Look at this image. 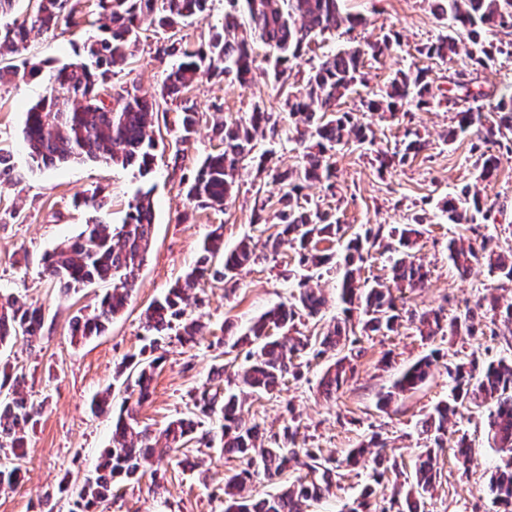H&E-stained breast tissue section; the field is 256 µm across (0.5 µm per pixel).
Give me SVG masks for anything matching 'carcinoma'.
<instances>
[{"instance_id":"1","label":"carcinoma","mask_w":512,"mask_h":512,"mask_svg":"<svg viewBox=\"0 0 512 512\" xmlns=\"http://www.w3.org/2000/svg\"><path fill=\"white\" fill-rule=\"evenodd\" d=\"M224 23L213 26L206 46L192 48L170 44L158 48L178 61L171 67L161 97L180 100L182 110L181 140L187 141L195 132L199 112L190 93L200 72L231 75L240 84L250 81L258 61L269 64L277 90L288 82L294 63L312 51V44L327 33L341 28L350 32L363 25L364 19L345 14L340 0H226ZM439 18H451L454 28L417 52L429 59L445 62L456 52L459 40L471 44L470 56L475 71H480L499 55L512 56V40L488 41L485 33H512V0H431ZM211 0H94L98 11L100 35L87 40L76 58L55 68L42 97L26 113L23 135L29 154L45 167L67 162H105L130 165L136 163L147 172L154 159L156 142L149 134L159 104L138 95L137 91L109 97L112 90V69L126 64L143 31H174L185 19L210 16ZM82 0H37L36 7L22 21L0 26V83L19 76L41 72V63L23 59L13 63L20 46L31 31L50 33L62 23L78 25L75 18L82 13ZM245 15L260 44L243 35L239 17ZM396 39L389 34L359 47L323 52L317 56L302 85L288 94V106L295 124V141L303 148L302 163L296 166L271 165L273 151L259 155L257 166L267 172L272 183L279 186L274 219L279 228L266 237L264 245L288 236L297 243L298 264L308 269L328 265L339 274V297L345 305V318L327 325L322 331L297 336L296 323L302 318L317 317L324 297L319 289L300 282L298 293L289 305L277 306L253 322L239 336H227L233 347L249 346L247 365L227 378L224 388L203 386L191 398L189 416L172 420L159 434L137 427L136 408L149 396L158 358L146 351L129 361V372L123 383L125 398L112 431V447L101 456L97 475L85 483L74 497L69 512H99L104 503L118 497L119 482L137 481L142 477V463L151 458L161 462L171 453L187 447L192 441L210 446L205 433L195 438L199 422L196 416L217 417L224 454L239 461L242 468L224 475V512H306L329 491L340 476L336 460L325 457L316 448L298 446L299 425L288 424L282 433L270 436L266 448L255 445L257 427H244L239 422L241 407L233 381L257 395L269 394L284 383L287 375H296V358H319L329 351L336 360L321 378L323 393L331 395L353 371L348 347L360 338L396 329L400 319L392 288L383 282L368 283L360 278V264L370 249L386 241L389 252L390 279L396 286L422 288L429 273L416 261L414 248L422 235V219L411 224L385 227L376 224L362 233L347 235L340 217L316 206L302 196L303 183L317 181L331 189L336 178L335 151L354 145L373 154L372 163L383 170L424 151L428 142L417 131L405 130L401 147L392 151L376 146L373 130L354 122L353 113L341 110V100L360 84L365 85L363 55L376 58L389 50ZM264 52H259V49ZM464 74L448 75V83L463 94L448 100L455 110V121L448 128L444 142L452 143L460 135L476 138L480 151L477 179L488 181L496 176L503 161L512 158V90L496 88L486 93L495 100V118L487 125L478 124L469 82ZM361 107L382 119L402 118L406 108H428L441 104L434 90L430 70L417 68L401 72L385 88L361 99ZM270 114L257 106L246 119L221 120L215 134L223 149L209 154L200 164L186 195L200 207L224 209L233 197L235 174L252 158L255 133L269 126ZM440 210L450 224H466L471 237L448 240V260L460 278L468 276L473 262L484 260L496 273L501 286L512 285V249L504 252L490 247V239L480 233L481 224L490 211L487 200L478 193L464 189L457 196L441 201ZM154 225L151 190H140L124 223L118 228L97 216L89 219L79 235L59 244L44 259V271L59 285L64 294L75 292L93 283H110L93 312L76 315L70 323L71 339L86 340L101 334L106 325L126 307L135 285L136 272L149 249ZM346 241L342 259L318 248L322 241ZM224 250V225L217 224L203 243V254L183 281L155 300L145 312V328L151 333L149 349L155 350L165 338L176 336L182 344L195 343L204 335L205 326L187 314L183 303L186 293L196 288L207 275L224 281V288L233 289L237 271L260 259L257 244L243 239L232 251L224 254L222 268L212 269L210 261ZM502 326L507 349H512V301L503 303L494 295L485 296L466 307L463 313L444 321L442 311H428L418 317L422 336H435L444 331L450 336H475L482 320ZM44 325L41 308L27 304L15 296L0 298V346L12 338L40 339ZM432 361L423 357L412 364L395 382L399 392H410L425 381ZM453 379L451 398L438 403L419 420L420 432L429 446L423 449L414 467V476L406 492L405 506L396 512H419L417 499L430 494L437 478L438 449L444 447L448 435V418L463 410L471 411L483 404H493L487 425L495 447L502 454L497 472L491 476V491L503 512H512V359H501L486 366L476 360L462 361L448 369ZM41 406L19 395L0 399V447L8 448L14 458L11 465L0 467V491L12 490L21 481V464L27 454L26 428L34 427ZM300 462L305 473L287 482L280 491L260 499L242 494L247 481L262 473L270 478L282 475L290 462ZM372 486L360 497L345 503L341 512H373Z\"/></svg>"}]
</instances>
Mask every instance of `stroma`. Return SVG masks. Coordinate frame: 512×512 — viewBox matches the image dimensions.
I'll return each mask as SVG.
<instances>
[{"mask_svg": "<svg viewBox=\"0 0 512 512\" xmlns=\"http://www.w3.org/2000/svg\"><path fill=\"white\" fill-rule=\"evenodd\" d=\"M345 9L363 15L366 23L352 32L325 35L324 49L348 48L398 33V45L378 59L367 60V90H379L398 71L418 65L428 67L440 87L447 75L471 73L473 67L465 47L447 63L420 56L418 46L447 34L451 20L438 18L428 0H345ZM97 28L81 25L59 27L54 34L30 33L21 49L22 57L59 66L74 58L83 42L96 36ZM155 38L141 39L130 65L115 69L112 90L137 88L140 95H158L171 69V59H159ZM48 72L0 85V148L10 151L14 171L0 179V294H12L42 306L45 312L42 337L35 343L18 339L0 349V367L8 365L24 372L19 390L42 403L41 417L28 433L27 456L22 461V479L15 490L0 493V512H38L48 502L53 512H68V499L58 496L60 483L78 490L93 477L96 460L111 444L112 417L95 415L89 409L93 395L113 391V407H120L124 394L117 370L127 356L139 353L150 341L143 313L148 305L183 280L199 260L211 225L224 227V246L233 248L246 236L261 240V228L252 222L261 201L277 196L269 177L258 174L255 165L240 169L235 194L224 210L200 208L189 203L184 184L201 161L219 147L212 133L214 118L245 117L255 104L272 112L277 132L257 138L255 150L274 151L284 164L298 161L299 149L291 138L293 127L282 96L273 91L264 70H256L248 86L229 77L200 75L193 100L200 121L189 142L180 140V103L161 104L154 122L157 143L148 173L135 167L105 163H70L42 168L28 155L23 138L28 108L45 92ZM342 110L371 126L383 148L399 144L405 128L418 130L429 146L405 164L378 172L363 149L346 147L336 154V189L308 185L304 193L321 208L337 207L349 233L363 232L369 224L409 223L413 216L425 220L416 255L429 268L425 288L408 293L399 305L402 316L398 332L376 335L356 344L353 374L333 396L319 386L330 357L312 360L299 378L289 380L281 391L248 401L241 412L243 424L258 426L264 434L280 432L290 420L300 423V434L310 448L344 459L348 452L371 436L387 444V453L401 457L413 468L426 444L417 422L451 394L453 383L448 366L456 351L475 353L480 362L506 356L504 342L484 335L461 343L451 336L421 339L411 314L444 308L454 316L490 293L496 279L484 265L474 266L468 279H460L448 261V241L464 234L461 224L448 223L438 202L456 194L463 186H476L481 196L495 201L484 229L494 244L512 246V160L503 162L494 180L476 182L478 153L471 136H461L446 145L441 134L450 126L447 106L413 110L408 126L383 121L363 111L358 95L343 99ZM151 190L155 211L153 241L138 272L136 286L125 310L113 318L100 336L72 343L69 321L76 312H92L104 284L98 283L62 295L43 274V256L59 243L79 234L93 209L78 205V198L100 191L109 212V222L121 224L138 190ZM301 279L295 249L282 242L277 250H265L255 265L242 269L235 291L221 281L207 278L191 291L187 310L205 323V336L196 345L178 341L163 343L164 359L152 383L150 400L140 409V427L159 432L171 420L186 413V404L222 365H243L246 350L226 349V331L235 332L268 309L288 302ZM437 364L416 389L396 395L387 410L377 406L380 395L390 391L397 377L425 355ZM449 431L465 433L472 446L468 469H459L453 449L439 456V478L421 512H499L489 489L493 468L500 456L488 438L486 415L475 412L451 420ZM231 463L220 442L205 447L191 444L188 459L167 468L162 486L151 490L150 478L126 484L121 498L107 512H224V474ZM374 462L348 474L309 512H338L343 502L356 498L371 480Z\"/></svg>", "mask_w": 512, "mask_h": 512, "instance_id": "obj_1", "label": "stroma"}]
</instances>
